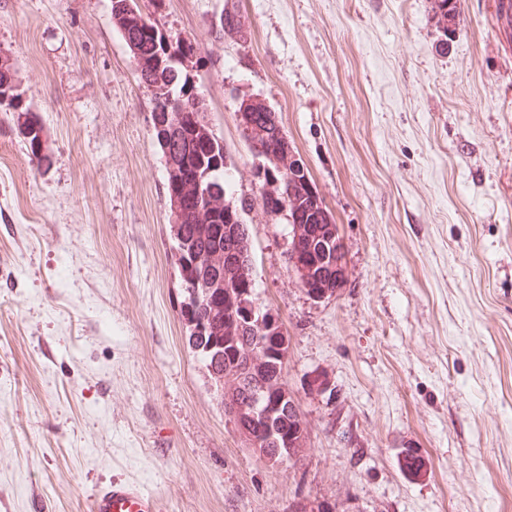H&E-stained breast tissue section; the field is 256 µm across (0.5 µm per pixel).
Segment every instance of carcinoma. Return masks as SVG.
Segmentation results:
<instances>
[{"mask_svg":"<svg viewBox=\"0 0 512 512\" xmlns=\"http://www.w3.org/2000/svg\"><path fill=\"white\" fill-rule=\"evenodd\" d=\"M111 14L132 58L140 83L153 89V132L163 156H175L177 167L167 170V192L172 224L170 237L181 286L180 314L188 328L187 343L204 363L211 379L228 382L221 404L233 419L249 447L272 464L301 461L305 431L300 410L288 392L284 367L288 353L279 321H267L264 333L254 329L242 314L241 304L255 298L251 243L244 215L252 201H233L224 185L227 155L224 145L209 128L203 102L189 103L185 118L173 124L167 109L174 106L192 83L186 62L196 54L192 43H179L180 60L171 65L162 60L164 35L155 23H146L139 0H111ZM216 27L245 37L244 17L234 0H224V12ZM0 109L17 113V132L31 155L40 162L44 131L20 103L22 93L15 66L0 60ZM236 117L249 142L253 160L263 169L258 178L260 199L269 214L282 213L288 205L291 240H309L312 251L295 262L302 284L311 285L318 296H332L343 269L342 237L333 214L324 205L314 183L300 174L282 171V159L292 153L288 136L271 109L259 111L249 100H241ZM187 171L200 175L220 201L212 208L204 200L195 205L181 196L176 185ZM219 255L223 263L207 268L202 260ZM288 512H336L325 500L298 497Z\"/></svg>","mask_w":512,"mask_h":512,"instance_id":"carcinoma-1","label":"carcinoma"}]
</instances>
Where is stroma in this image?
I'll return each mask as SVG.
<instances>
[{"label": "stroma", "instance_id": "35a3bbf8", "mask_svg": "<svg viewBox=\"0 0 512 512\" xmlns=\"http://www.w3.org/2000/svg\"><path fill=\"white\" fill-rule=\"evenodd\" d=\"M140 5L197 49L234 196L259 194L235 115L258 99L340 228L346 280L314 300L286 218L246 217L303 466L247 448L188 347L153 93L110 0H0V56L50 158L0 111V512H88L113 480L165 512H288L301 495L512 512V52L495 0H457L449 25L437 0H239L244 41L216 30L224 0Z\"/></svg>", "mask_w": 512, "mask_h": 512}]
</instances>
